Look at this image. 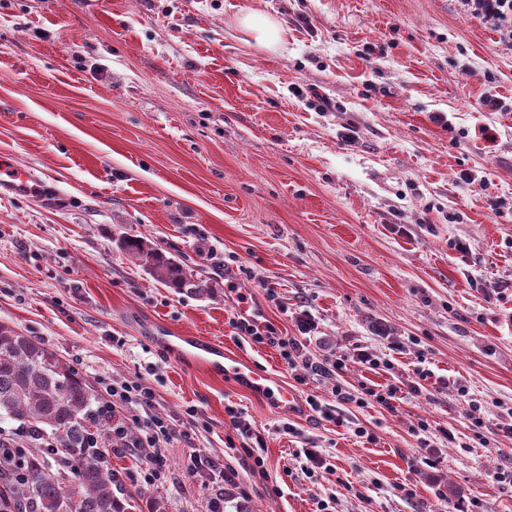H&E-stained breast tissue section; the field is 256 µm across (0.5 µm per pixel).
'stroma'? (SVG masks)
Returning a JSON list of instances; mask_svg holds the SVG:
<instances>
[{"label": "stroma", "mask_w": 512, "mask_h": 512, "mask_svg": "<svg viewBox=\"0 0 512 512\" xmlns=\"http://www.w3.org/2000/svg\"><path fill=\"white\" fill-rule=\"evenodd\" d=\"M251 11L285 19L279 52L238 28ZM1 154L39 190L0 189V324L55 351L93 395L152 387L151 405L115 409L133 436L150 417L179 431L150 485L151 448L99 443L137 512H512L500 429L512 414V38L461 0H0ZM130 236L210 294L158 282L123 249ZM228 280L277 335L308 315L305 346L346 357L342 377L297 381L277 347L235 328ZM161 325L323 403L339 383L402 397L342 405L340 427L305 404L288 415L159 349ZM360 349L386 367L352 362ZM302 447L332 473L305 475ZM192 453L223 476L190 471Z\"/></svg>", "instance_id": "obj_1"}]
</instances>
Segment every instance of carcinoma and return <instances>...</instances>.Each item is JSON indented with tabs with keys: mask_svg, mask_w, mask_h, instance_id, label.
Wrapping results in <instances>:
<instances>
[{
	"mask_svg": "<svg viewBox=\"0 0 512 512\" xmlns=\"http://www.w3.org/2000/svg\"><path fill=\"white\" fill-rule=\"evenodd\" d=\"M124 248L159 281L179 292H210L206 282L141 239ZM92 390L56 352L0 324V418L19 421L28 446L11 457L0 452V512H132L112 492V471L91 450ZM55 444L60 467L51 470L47 449Z\"/></svg>",
	"mask_w": 512,
	"mask_h": 512,
	"instance_id": "cac0c4a2",
	"label": "carcinoma"
}]
</instances>
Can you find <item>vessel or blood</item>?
<instances>
[{
	"instance_id": "vessel-or-blood-1",
	"label": "vessel or blood",
	"mask_w": 512,
	"mask_h": 512,
	"mask_svg": "<svg viewBox=\"0 0 512 512\" xmlns=\"http://www.w3.org/2000/svg\"><path fill=\"white\" fill-rule=\"evenodd\" d=\"M0 176L8 177L13 185L27 187L32 179L30 171L15 164L8 156L0 157ZM158 346L165 348L173 356L193 364L209 367H222L226 378L242 380L267 400L276 403L284 410L298 407L299 395L276 381L270 374L252 363L235 355L226 354L222 346L195 336H181L159 333L155 338Z\"/></svg>"
}]
</instances>
